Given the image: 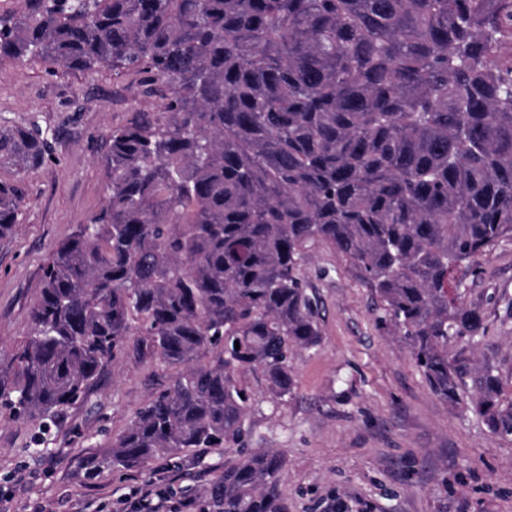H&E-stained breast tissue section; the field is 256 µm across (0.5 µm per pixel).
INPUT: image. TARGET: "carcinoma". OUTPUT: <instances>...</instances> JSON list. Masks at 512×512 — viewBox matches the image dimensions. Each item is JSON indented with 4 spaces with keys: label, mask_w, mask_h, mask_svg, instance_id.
<instances>
[{
    "label": "carcinoma",
    "mask_w": 512,
    "mask_h": 512,
    "mask_svg": "<svg viewBox=\"0 0 512 512\" xmlns=\"http://www.w3.org/2000/svg\"><path fill=\"white\" fill-rule=\"evenodd\" d=\"M508 43L512 0H25L0 15V60L134 73L162 101L112 130L107 202L46 265L32 335L0 356V405L61 412L131 343L180 371L91 474L242 445L240 374L288 398L293 354L321 341L300 270L322 240L434 393L512 437L496 368L448 350L483 329L457 272L512 237ZM46 146L0 128V167ZM23 204L0 181V239ZM285 466L243 455L197 512H288Z\"/></svg>",
    "instance_id": "cac0c4a2"
}]
</instances>
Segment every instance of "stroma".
I'll list each match as a JSON object with an SVG mask.
<instances>
[{
    "label": "stroma",
    "mask_w": 512,
    "mask_h": 512,
    "mask_svg": "<svg viewBox=\"0 0 512 512\" xmlns=\"http://www.w3.org/2000/svg\"><path fill=\"white\" fill-rule=\"evenodd\" d=\"M158 108L133 74L0 61V127L34 124L48 140L45 162L22 174L27 203L17 231L0 239V353L30 335V309L58 243L104 203L106 137L133 113ZM305 252L301 274L317 303L321 343L295 354L286 400L269 397L261 373L241 375L255 398L242 448L89 477L84 462L106 453L177 373L128 348L84 401L55 418L18 420L0 408V512H131L149 485L162 491L164 512H178L186 493H203L243 448L284 456L289 512H321L332 501L344 512H512V440L431 390L409 347L378 323L376 295L343 255L321 241ZM464 278L484 331L475 345L450 351L466 366L494 365L511 397L512 240L479 257Z\"/></svg>",
    "instance_id": "obj_1"
}]
</instances>
